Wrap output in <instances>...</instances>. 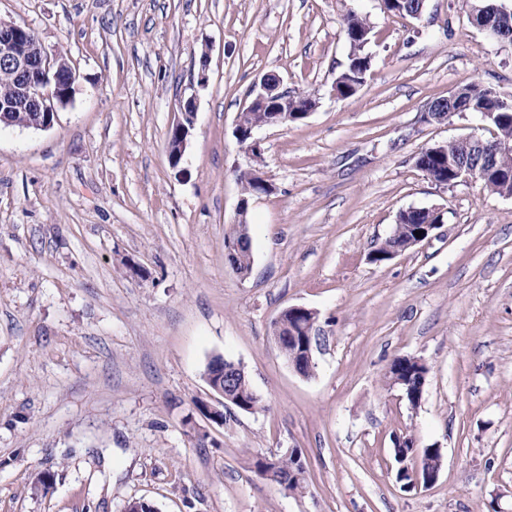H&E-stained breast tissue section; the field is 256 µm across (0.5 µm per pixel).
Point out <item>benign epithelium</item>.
Segmentation results:
<instances>
[{"instance_id": "1", "label": "benign epithelium", "mask_w": 512, "mask_h": 512, "mask_svg": "<svg viewBox=\"0 0 512 512\" xmlns=\"http://www.w3.org/2000/svg\"><path fill=\"white\" fill-rule=\"evenodd\" d=\"M512 23V7L503 8L499 16L484 22L481 28L488 36L501 45L507 44L503 32ZM0 63L15 74L17 82L13 97L0 101V122L6 120L9 112H29V125L35 129H48L53 125L57 108L66 104L76 79V72L68 61L58 56H50L36 33L28 26L14 21L0 19ZM461 88H455L448 97L433 104L439 111L437 121H445L455 114V107L460 102ZM195 99L189 97L180 101L181 118L172 126L168 140L169 163L171 168L179 167L189 144L195 120ZM245 112H268L270 117L255 122L249 127L235 123L234 134L237 141L245 146L256 164L250 169L258 177L257 193L265 194L272 190V184L258 165L261 155L260 141L255 134L264 127L279 126L285 122L283 113L288 111L287 91L282 89L281 82L273 83L263 77L259 85L252 91V98L243 107ZM462 149L467 155H478L484 150L483 138L470 134L460 138ZM239 365L228 361L224 364V387H217L214 403L195 402V406L203 409L202 416L212 424L224 426V411L243 410L245 404L232 394L236 371ZM411 448V454L401 460L400 475L412 477L409 487H428L439 476L441 468L434 470L423 468L418 459L413 438L398 440V447Z\"/></svg>"}]
</instances>
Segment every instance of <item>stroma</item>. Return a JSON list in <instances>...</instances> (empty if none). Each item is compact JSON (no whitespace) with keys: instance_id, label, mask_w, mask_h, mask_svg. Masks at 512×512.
Returning a JSON list of instances; mask_svg holds the SVG:
<instances>
[{"instance_id":"obj_1","label":"stroma","mask_w":512,"mask_h":512,"mask_svg":"<svg viewBox=\"0 0 512 512\" xmlns=\"http://www.w3.org/2000/svg\"><path fill=\"white\" fill-rule=\"evenodd\" d=\"M352 12L373 28L371 69L341 100ZM0 18L78 75L51 128L0 127V512H512V197L415 165L494 135L470 112L425 120L450 90L512 99V47L466 0H426L418 20L380 0H0ZM266 74L316 107L257 133L273 190L249 199L244 277L224 256L252 163L234 128ZM411 207L444 222L370 262ZM294 305L317 315L308 377L272 335ZM217 355L264 408L212 428L195 403ZM399 356L429 368L419 407L385 379ZM403 436L440 449L434 485L397 482ZM289 448L301 496L250 463ZM196 103L193 97L179 103L181 118L172 126L168 140L169 163L172 169H177L189 144L194 129ZM423 149L415 157V165L438 185L454 184L458 178L448 167V160L458 157V147L454 140Z\"/></svg>"}]
</instances>
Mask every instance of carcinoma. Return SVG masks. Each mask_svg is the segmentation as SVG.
Instances as JSON below:
<instances>
[{
  "mask_svg": "<svg viewBox=\"0 0 512 512\" xmlns=\"http://www.w3.org/2000/svg\"><path fill=\"white\" fill-rule=\"evenodd\" d=\"M425 7V0H384L383 9L389 13L404 17L416 18V15ZM372 27L367 18L357 14L348 15L345 23V35L349 44L348 63L339 75L336 91L342 98L354 96L358 88L366 80L370 70V57L364 52V48L370 40ZM467 112H490L493 118L489 124L495 129V136L484 140L486 145L485 158L483 160L484 174L480 177L485 187L492 193L507 197L512 195V155L498 150V145L503 142H512V102L502 99L490 87L480 83L473 85L472 94L467 101ZM458 157V147L453 141L443 144L442 147L430 146L423 149L415 157V165L426 176L438 185L453 184L457 181L456 174L448 167V161ZM440 220V216L428 208L407 209L400 212L397 224L392 234L382 241L375 249V254L381 255V260H387L392 252H404L414 228L421 224H434ZM236 241L239 249L228 256L230 262L240 271L248 272L252 266V251L248 235L236 227L225 236L224 247ZM283 344L280 350L283 355H288V348L306 347L310 345L311 334L316 323V316L305 315L288 319V314L281 316ZM428 370L415 362H410L409 357L399 356L391 364L387 372V379L392 386L399 387L409 404L418 407L422 390L419 384L423 375ZM236 389L240 399L256 412L262 409V401L254 395V389L245 370H240L236 379ZM277 470L273 482L280 483L284 479L288 481V488L296 495H303L308 486V475L305 461L300 452L288 456L275 454Z\"/></svg>",
  "mask_w": 512,
  "mask_h": 512,
  "instance_id": "obj_1",
  "label": "carcinoma"
}]
</instances>
